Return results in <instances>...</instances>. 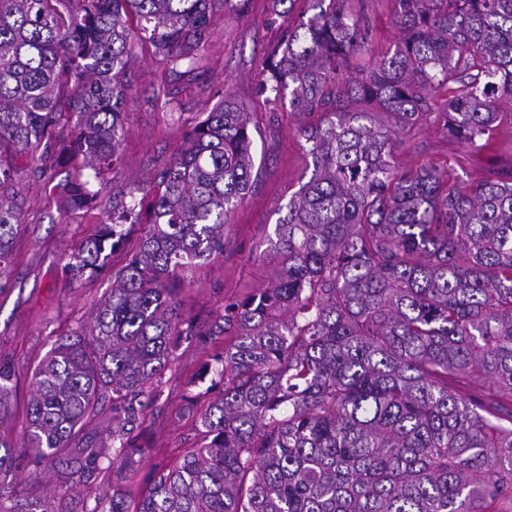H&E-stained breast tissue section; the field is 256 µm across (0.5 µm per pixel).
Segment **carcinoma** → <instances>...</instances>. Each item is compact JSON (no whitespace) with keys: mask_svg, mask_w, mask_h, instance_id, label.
<instances>
[{"mask_svg":"<svg viewBox=\"0 0 512 512\" xmlns=\"http://www.w3.org/2000/svg\"><path fill=\"white\" fill-rule=\"evenodd\" d=\"M213 2L0 0V273L26 203L17 163L100 176L127 133L131 36L192 77ZM310 2L268 49L259 90L319 115L300 129L313 170L277 225L273 278L224 306L200 440L137 499L143 449L124 427L105 467L75 446L100 399L136 421L178 341L214 335L184 315L172 277L223 254L227 213L253 185L250 116L228 93L157 174L153 222L89 329L58 337L34 369L24 445L0 437V512H21L12 476L30 456L62 495L104 474L91 512H495L512 496V184L394 161L414 126L474 143L512 119L499 111L512 0H393L400 39L365 63L370 24L353 0ZM138 191L123 223L70 257L73 277L124 247ZM16 388L1 366L0 419Z\"/></svg>","mask_w":512,"mask_h":512,"instance_id":"obj_1","label":"carcinoma"}]
</instances>
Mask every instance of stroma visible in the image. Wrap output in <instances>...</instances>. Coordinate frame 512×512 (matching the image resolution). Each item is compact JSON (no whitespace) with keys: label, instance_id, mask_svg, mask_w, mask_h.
I'll return each instance as SVG.
<instances>
[{"label":"stroma","instance_id":"obj_1","mask_svg":"<svg viewBox=\"0 0 512 512\" xmlns=\"http://www.w3.org/2000/svg\"><path fill=\"white\" fill-rule=\"evenodd\" d=\"M370 21L373 55L393 50L398 31L392 0H353ZM306 0H294L290 13H273L271 0H249L245 13L216 8L210 36L197 52L199 75L174 80L170 65L151 45L133 41L125 81L132 89L127 105L129 131L120 159L102 175L76 174L67 164L47 166L40 175L23 173L28 193L13 258L0 275V364L17 377V397L11 416L0 421V434L20 443L36 365L50 351L56 336L85 324L106 297L113 270L121 268L138 238L130 236L125 251L111 258L110 271L74 280L64 271L70 255L99 225L112 218V196L150 180L180 148L183 135L210 111L224 94L253 114L251 126L254 184L233 209L224 226V253L185 268L177 279L178 300L186 315L210 326L232 300L264 287L276 265V226L289 199L310 174L308 145L300 134L308 117L282 107L272 109L257 92L262 62L281 29L298 21ZM494 152L444 135L435 125H421L398 134L395 157L403 168L424 163L450 165L468 180L512 183V124L495 132ZM84 177L93 194L89 204L74 205L69 183ZM224 348L220 336H201L181 343L156 389L158 397L143 417L129 424L131 437L146 446L130 483L132 492L150 486L169 463L173 449L197 440L195 416L211 397L201 381L203 365ZM197 398L187 407V395Z\"/></svg>","mask_w":512,"mask_h":512}]
</instances>
